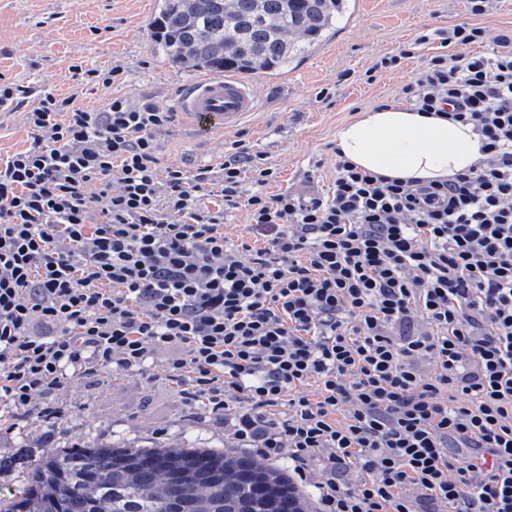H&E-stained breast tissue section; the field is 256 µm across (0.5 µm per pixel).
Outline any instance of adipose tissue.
I'll return each instance as SVG.
<instances>
[{"instance_id":"adipose-tissue-1","label":"adipose tissue","mask_w":512,"mask_h":512,"mask_svg":"<svg viewBox=\"0 0 512 512\" xmlns=\"http://www.w3.org/2000/svg\"><path fill=\"white\" fill-rule=\"evenodd\" d=\"M336 140L354 165L404 182L446 180L468 172L482 157L472 125L395 105L343 124Z\"/></svg>"}]
</instances>
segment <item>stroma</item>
<instances>
[{
	"label": "stroma",
	"mask_w": 512,
	"mask_h": 512,
	"mask_svg": "<svg viewBox=\"0 0 512 512\" xmlns=\"http://www.w3.org/2000/svg\"><path fill=\"white\" fill-rule=\"evenodd\" d=\"M158 0H0V78L26 87L14 111L0 112V153L30 146L23 120L43 92L75 96L77 105L102 108L110 98L149 101L173 112L193 71L171 67L157 51L150 22ZM461 24L488 35L512 29V0H493L482 15L467 0H350L334 34L276 76L256 77L258 114L238 129L206 139L183 120L159 139L161 167L188 171L222 162L232 142L245 141L279 170L270 193L330 195L336 178V133L363 111L401 104V88L441 50L438 31ZM426 43H419V36ZM399 66L375 70L381 57ZM120 66L111 86L86 71ZM56 411H0V455H40L84 439L141 446L166 442L230 448L223 421L191 409L174 385L151 372L101 379L67 398Z\"/></svg>",
	"instance_id": "1"
}]
</instances>
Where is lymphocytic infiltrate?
<instances>
[{"label": "lymphocytic infiltrate", "mask_w": 512, "mask_h": 512, "mask_svg": "<svg viewBox=\"0 0 512 512\" xmlns=\"http://www.w3.org/2000/svg\"><path fill=\"white\" fill-rule=\"evenodd\" d=\"M494 43L402 89L472 124L476 168L420 184L340 156L328 197L267 194L241 143L161 168L173 113L44 93L32 146L0 156V406L155 360L317 512H512V31Z\"/></svg>", "instance_id": "f902f5d3"}]
</instances>
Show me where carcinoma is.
Wrapping results in <instances>:
<instances>
[{
    "label": "carcinoma",
    "mask_w": 512,
    "mask_h": 512,
    "mask_svg": "<svg viewBox=\"0 0 512 512\" xmlns=\"http://www.w3.org/2000/svg\"><path fill=\"white\" fill-rule=\"evenodd\" d=\"M346 0H159L152 40L172 66L276 75L322 42ZM0 512H310L286 468L191 446L78 440L28 465Z\"/></svg>",
    "instance_id": "obj_1"
}]
</instances>
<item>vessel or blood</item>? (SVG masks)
<instances>
[{
	"instance_id": "1",
	"label": "vessel or blood",
	"mask_w": 512,
	"mask_h": 512,
	"mask_svg": "<svg viewBox=\"0 0 512 512\" xmlns=\"http://www.w3.org/2000/svg\"><path fill=\"white\" fill-rule=\"evenodd\" d=\"M178 107L182 120L206 137L237 128L253 116L259 110V97L248 80L213 75L185 87Z\"/></svg>"
}]
</instances>
